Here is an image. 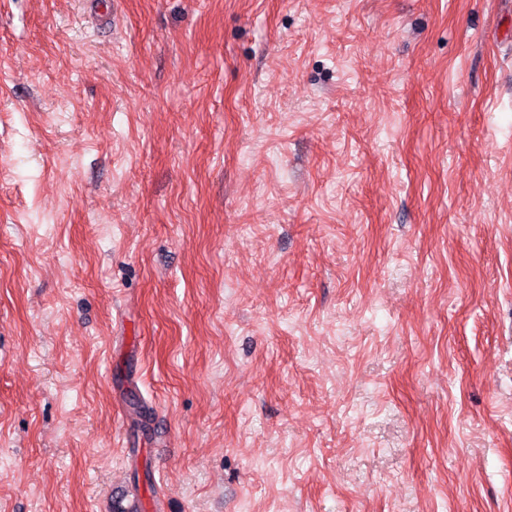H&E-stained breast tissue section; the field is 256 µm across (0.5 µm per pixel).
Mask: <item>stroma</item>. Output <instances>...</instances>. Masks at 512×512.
Instances as JSON below:
<instances>
[{
	"label": "stroma",
	"mask_w": 512,
	"mask_h": 512,
	"mask_svg": "<svg viewBox=\"0 0 512 512\" xmlns=\"http://www.w3.org/2000/svg\"><path fill=\"white\" fill-rule=\"evenodd\" d=\"M118 497L512 512V0H0V512Z\"/></svg>",
	"instance_id": "35a3bbf8"
}]
</instances>
